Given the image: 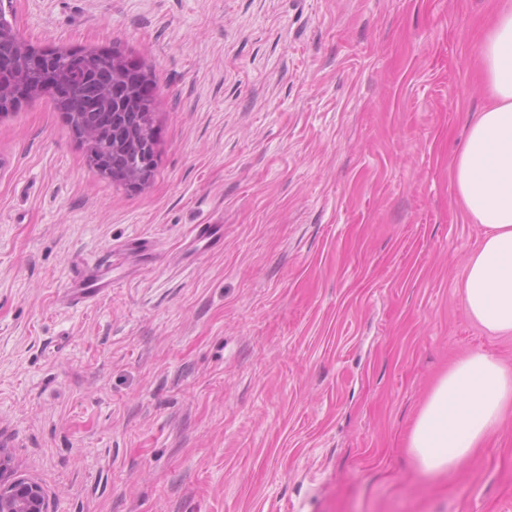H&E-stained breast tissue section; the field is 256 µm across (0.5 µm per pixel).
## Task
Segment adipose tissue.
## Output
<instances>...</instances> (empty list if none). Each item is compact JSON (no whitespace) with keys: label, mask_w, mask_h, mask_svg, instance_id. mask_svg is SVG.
<instances>
[{"label":"adipose tissue","mask_w":512,"mask_h":512,"mask_svg":"<svg viewBox=\"0 0 512 512\" xmlns=\"http://www.w3.org/2000/svg\"><path fill=\"white\" fill-rule=\"evenodd\" d=\"M491 104L456 154L457 193L485 234L463 280L468 315L491 333H512V0L479 45ZM512 404V368L486 354L457 362L429 393L407 437L418 468L440 475L468 460Z\"/></svg>","instance_id":"obj_1"}]
</instances>
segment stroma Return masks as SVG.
Listing matches in <instances>:
<instances>
[{"mask_svg": "<svg viewBox=\"0 0 512 512\" xmlns=\"http://www.w3.org/2000/svg\"><path fill=\"white\" fill-rule=\"evenodd\" d=\"M497 2L10 0L27 44L155 94L138 188L52 97L0 115V451L52 512H512V411L440 476L406 447L455 362L512 367L463 305L485 229L450 173ZM112 286V259L95 266L83 267L71 279L69 300L79 304L88 302Z\"/></svg>", "mask_w": 512, "mask_h": 512, "instance_id": "35a3bbf8", "label": "stroma"}]
</instances>
